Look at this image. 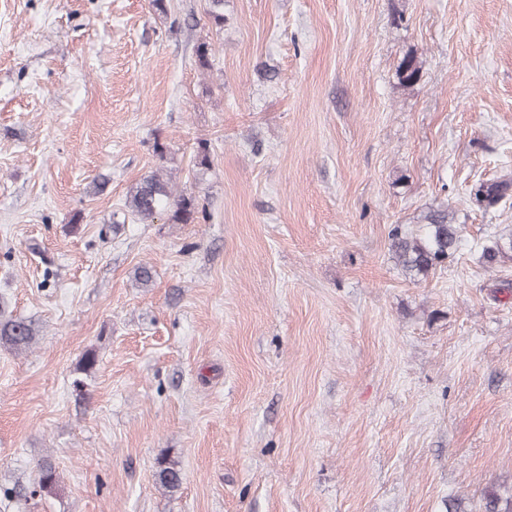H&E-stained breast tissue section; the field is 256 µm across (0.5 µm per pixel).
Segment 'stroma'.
<instances>
[{
  "mask_svg": "<svg viewBox=\"0 0 512 512\" xmlns=\"http://www.w3.org/2000/svg\"><path fill=\"white\" fill-rule=\"evenodd\" d=\"M164 4L0 0V295L35 333L0 346V488L61 474L0 512H480L512 199L469 189L512 180V0ZM156 171L206 217L111 225ZM440 206L461 244L410 279L389 233ZM511 190L512 183L507 180L481 181L472 187L470 196L479 206L491 208L509 195ZM38 475L33 489L30 490L32 497L36 495H52L58 489L60 476L56 467L49 459H42L37 464ZM158 464L157 478L160 485L169 492L178 490L182 484V471L178 462L162 458Z\"/></svg>",
  "mask_w": 512,
  "mask_h": 512,
  "instance_id": "stroma-1",
  "label": "stroma"
}]
</instances>
